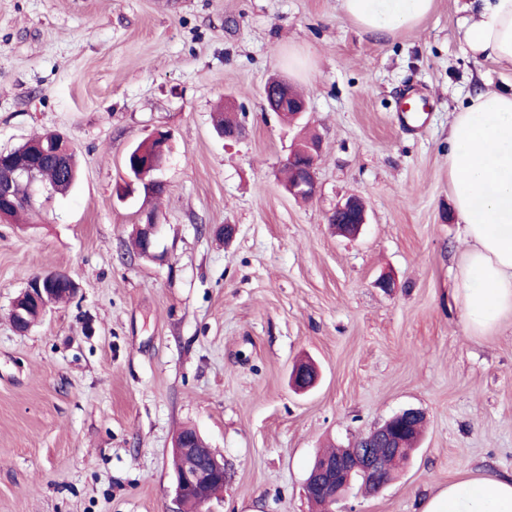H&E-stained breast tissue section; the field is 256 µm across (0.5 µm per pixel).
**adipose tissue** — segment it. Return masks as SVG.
I'll return each mask as SVG.
<instances>
[{"mask_svg": "<svg viewBox=\"0 0 512 512\" xmlns=\"http://www.w3.org/2000/svg\"><path fill=\"white\" fill-rule=\"evenodd\" d=\"M433 7L434 0H338L358 30L379 38L416 28ZM461 36L475 61L512 68V0H480ZM448 180L468 245L456 284L462 319L486 333L512 315V95L481 89L455 112ZM422 512H512V479L451 482Z\"/></svg>", "mask_w": 512, "mask_h": 512, "instance_id": "ef3b65f1", "label": "adipose tissue"}]
</instances>
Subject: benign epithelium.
Returning <instances> with one entry per match:
<instances>
[{
  "instance_id": "1",
  "label": "benign epithelium",
  "mask_w": 512,
  "mask_h": 512,
  "mask_svg": "<svg viewBox=\"0 0 512 512\" xmlns=\"http://www.w3.org/2000/svg\"><path fill=\"white\" fill-rule=\"evenodd\" d=\"M274 87L276 93L268 102L275 112H281L290 106L295 109L293 117L301 118L306 114L305 101L294 102L289 95L288 80L278 78ZM153 140L157 142L156 154L150 162L140 165L128 175L127 185L141 182L146 192L152 194L157 189L160 180L153 178V172L159 169L164 161L168 134L158 131ZM322 143L313 139L301 151V155L289 153L286 165L295 173L293 181L286 185L289 194L297 197L303 195L312 197L317 191L315 170L321 156ZM24 192L26 204L36 209L52 199L53 190L45 184L39 169L34 164L20 157H5L0 161V208L3 204L12 203ZM335 211L344 213L347 219L338 226L340 232L354 236L367 223L366 208L358 198H348L337 203ZM159 224L153 218H148L138 225V235L143 241V253L155 255ZM63 291L71 296L78 291L76 282L65 274H49L38 277L25 290L29 302L20 303L14 300L10 311V319L15 330L25 334L32 329L28 323L30 305L37 307L39 316L43 317L53 305L54 294ZM319 378L318 371L307 369L295 370L292 382L296 389L307 390L313 387ZM423 414L414 409L400 411L384 421L368 433H363L350 442L347 454L336 459L318 461L306 479L304 490L309 497L322 498L327 510L342 500L349 492L352 483L361 479L368 485V492L378 493L392 480L391 474L380 466V448L388 453L400 449L402 438L415 427V421ZM175 454L181 464L175 470V499L181 506L182 512H199L214 496V486L222 485L227 478L224 461L219 459L200 435L179 437L175 442Z\"/></svg>"
}]
</instances>
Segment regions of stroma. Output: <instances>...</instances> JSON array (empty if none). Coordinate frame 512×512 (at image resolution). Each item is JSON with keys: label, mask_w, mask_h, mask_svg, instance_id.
<instances>
[{"label": "stroma", "mask_w": 512, "mask_h": 512, "mask_svg": "<svg viewBox=\"0 0 512 512\" xmlns=\"http://www.w3.org/2000/svg\"><path fill=\"white\" fill-rule=\"evenodd\" d=\"M474 6L435 0L382 41L337 0H0V150L56 132L80 170L29 223H0V512H175L187 427L230 469L203 512H319L317 453L408 408L418 449L335 512H420L449 480L512 475V316L469 332L454 295L448 125L477 89L512 94V70L460 38ZM276 75L323 143L306 201L283 186L298 130L263 99ZM226 106L239 139L215 130ZM157 131L164 193L120 196L127 152ZM352 195L368 222L348 238L329 218ZM150 217L145 258L133 232ZM51 272L78 295L17 333L14 298ZM305 359L320 380L301 393ZM159 224H157L155 222V220L150 217L147 219V221L144 223V224H139L138 225V233L136 234V240H135V244L137 246V248H141L142 247V244H141V241H140V238L141 240L143 241V253L145 255H149V256H155V247L157 245V237H158V232H159ZM140 238H139V236Z\"/></svg>", "instance_id": "stroma-1"}]
</instances>
